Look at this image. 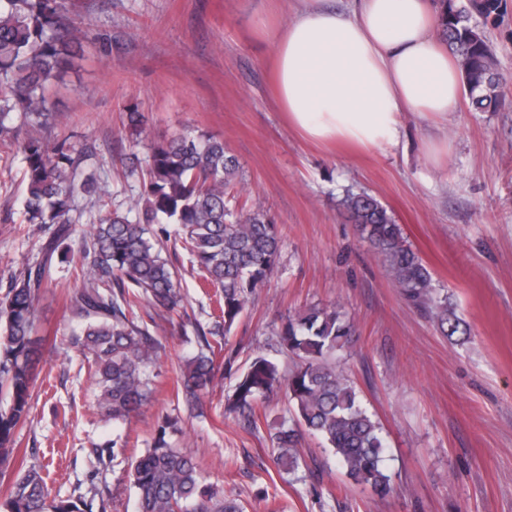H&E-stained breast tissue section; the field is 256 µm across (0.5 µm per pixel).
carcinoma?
I'll list each match as a JSON object with an SVG mask.
<instances>
[{
    "instance_id": "obj_1",
    "label": "carcinoma",
    "mask_w": 512,
    "mask_h": 512,
    "mask_svg": "<svg viewBox=\"0 0 512 512\" xmlns=\"http://www.w3.org/2000/svg\"><path fill=\"white\" fill-rule=\"evenodd\" d=\"M66 0H0V142L17 145L24 164L26 190L22 209L29 224L52 228L41 260L15 279L0 297V512H92L82 497L56 499L41 472L19 467L6 476L8 447L30 412L34 367L40 357L35 301L55 262L80 267L83 287L70 296L80 331L74 346L92 358L98 388L97 414L114 425L130 422L154 395L151 366L158 340L135 323L142 302L170 315L183 296L172 262L161 244L178 225L185 248L216 289L224 332L243 314L249 296L272 275L280 256L279 224L259 204L241 201L240 167L224 139L186 129L157 140L145 161L141 200L130 212L114 210L90 222L89 242L79 249L71 236L76 196L99 190L104 165L80 168L78 150L66 139L52 144L20 139L24 127L50 128L56 114L47 91L66 66L83 52L87 34L63 23ZM442 36L457 58L472 108L498 112L512 106V77L499 68L478 19L497 15L499 0L473 6L462 0H438ZM149 117L130 106L124 127L141 134ZM341 205L356 231L382 257L393 287L415 308L426 312L448 339L467 333L463 320L435 287L420 255L407 244L388 209L367 193L347 192ZM200 350L185 360L178 383L184 401L199 404L220 369L222 342L196 329ZM281 350L298 359L284 373L264 354L255 355L237 376L224 411L257 427L258 402L285 392L289 418L271 435L278 469L294 473L301 465L303 436L318 437L322 449L353 484L385 498L392 492L384 461L381 426L361 404L353 383L336 366V355L358 340L354 319L337 306L311 305L288 316L276 333ZM176 423L165 418L152 445L131 460L127 472L136 491V512H243V506L206 482L197 456L167 441Z\"/></svg>"
}]
</instances>
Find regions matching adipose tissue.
Masks as SVG:
<instances>
[{"label":"adipose tissue","mask_w":512,"mask_h":512,"mask_svg":"<svg viewBox=\"0 0 512 512\" xmlns=\"http://www.w3.org/2000/svg\"><path fill=\"white\" fill-rule=\"evenodd\" d=\"M273 92L307 140L395 145L412 112L438 123L460 106L461 73L434 0H300L273 37Z\"/></svg>","instance_id":"1"}]
</instances>
